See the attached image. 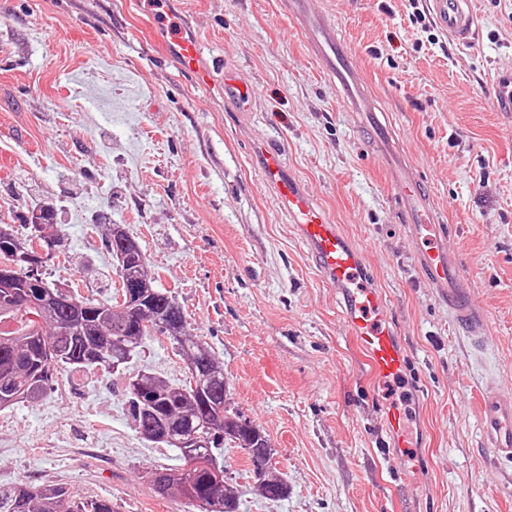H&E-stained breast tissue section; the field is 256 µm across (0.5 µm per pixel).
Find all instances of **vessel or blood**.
<instances>
[{"instance_id":"b4317fda","label":"vessel or blood","mask_w":512,"mask_h":512,"mask_svg":"<svg viewBox=\"0 0 512 512\" xmlns=\"http://www.w3.org/2000/svg\"><path fill=\"white\" fill-rule=\"evenodd\" d=\"M437 25L450 40L471 42L478 21L470 0H430ZM288 11L310 55L342 92L348 111L356 113L362 135L381 157L387 182L397 205L400 222L408 224L417 239L416 263L425 281L448 306L455 324L478 348L486 343L489 318L473 297L470 281L455 252L445 244V226L429 196L420 173L398 146L384 112L368 89L351 51L338 37L334 23L312 6V0H288ZM165 44L180 69L193 73L200 84H209L213 66L205 64L196 39L186 36L182 23L171 22ZM494 104L498 111L512 112V72L496 77ZM253 97L250 85L233 74L224 76V98L238 111H248ZM264 181L273 187L288 211L297 235L311 253L322 277L334 286L346 324L367 353L381 381L402 376L405 358L382 293L375 288L364 266L361 249L318 207L311 194L288 171L284 149L264 142L257 148ZM478 414L484 443L503 458H512V387L486 382L478 393ZM387 433L393 447H409L407 418L390 408Z\"/></svg>"}]
</instances>
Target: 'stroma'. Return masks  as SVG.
I'll use <instances>...</instances> for the list:
<instances>
[{"mask_svg":"<svg viewBox=\"0 0 512 512\" xmlns=\"http://www.w3.org/2000/svg\"><path fill=\"white\" fill-rule=\"evenodd\" d=\"M317 2L430 187L489 316L487 347L425 283L380 158L281 0L166 2L215 78L229 69L252 85L248 112L178 70L137 0H0V222L53 206L70 261L46 278L102 302L120 279L95 217L125 225L288 477L286 500L261 499L241 449L226 447L239 512H512V459L485 447L476 402L487 378L512 385V112L492 105L496 73L512 71V0H471L467 45L449 42L428 0ZM258 141L284 147L289 171L362 248L406 349L398 382L380 384L349 339L335 288L263 183ZM184 367L151 339L129 368L85 370L68 392L4 409L0 486L53 481L114 512H192L155 494L152 470L178 453L140 438L124 398L129 371L178 383ZM395 404L410 419L405 452L385 429ZM33 430L52 444L24 447Z\"/></svg>","mask_w":512,"mask_h":512,"instance_id":"stroma-1","label":"stroma"}]
</instances>
